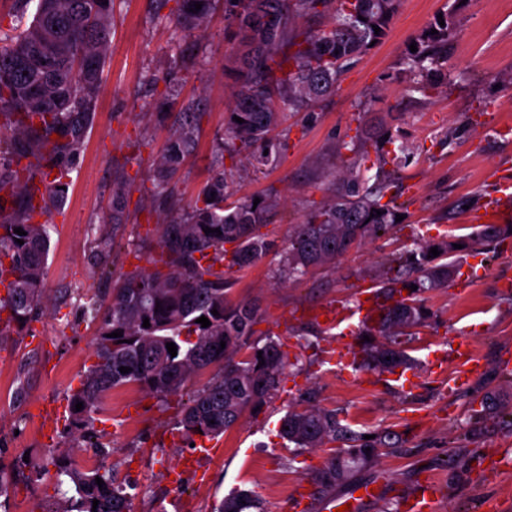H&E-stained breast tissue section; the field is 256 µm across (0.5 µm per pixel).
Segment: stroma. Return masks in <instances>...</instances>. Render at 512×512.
<instances>
[{
  "label": "stroma",
  "mask_w": 512,
  "mask_h": 512,
  "mask_svg": "<svg viewBox=\"0 0 512 512\" xmlns=\"http://www.w3.org/2000/svg\"><path fill=\"white\" fill-rule=\"evenodd\" d=\"M455 12L448 49L454 83L438 97L422 101L408 90L401 58L409 41L441 12ZM176 0H115L112 32L102 73L96 118L67 177L60 211L51 213V244L46 295L48 306L31 322L26 336L0 338V474L10 482L8 512H63L66 502L55 489L51 458L63 456L83 467L90 453L69 434L68 397L96 361L97 325L83 308L91 296L108 299L119 275L137 263L129 252L138 230L154 229L159 218L152 175L174 127L157 121L155 105L177 89V107L201 112L196 151L171 183L169 193L187 206L210 177L224 114L232 105V82L224 56L234 38L223 11L209 19L202 38L177 26ZM389 116L398 140L419 152L402 169L399 183L408 200L402 228L351 251L333 270L282 283L277 275L291 224L324 202L336 169L334 146L355 135L359 103ZM512 126V0H403L388 36L343 76L333 97L313 111L289 116L288 150L277 165L256 175L237 167L229 186L234 196L274 193L285 209L266 232L277 249L253 267L231 269V296L255 302L259 317L253 338L280 336L287 364L276 397L259 415L244 414L217 442L183 441L176 426L177 404L148 403L133 385L113 389L95 423L111 444L103 456L123 484L136 486L134 512H211L230 490H255L267 512H299L295 492L312 490L310 475L329 450H299L279 436L288 405L305 403L335 411L342 424L359 434L393 432L398 448L357 468L337 493L349 495L361 484L380 488L359 512H396L398 496L416 481L438 478L444 492L435 512H512V374L502 373V358H512V238L485 243V275L471 294L459 288L423 295L428 321L402 337L412 358L409 384L361 364L337 367L330 355L343 327L312 320L310 309L352 305L372 292L392 255L413 240L456 239L477 228L475 216L498 178L512 170V139L493 134ZM126 183V224L113 230L105 218L112 209L115 177ZM468 209L457 210L459 200ZM115 241L113 253L98 258L101 244ZM468 338L480 360L469 385L453 386L455 362L447 355L454 340ZM447 359L445 375L431 371L435 358ZM494 410L475 415L481 401ZM55 406L54 436L40 431L46 406ZM491 451L494 462L478 467L477 455ZM198 459L196 473L172 486L169 472L186 455Z\"/></svg>",
  "instance_id": "stroma-1"
}]
</instances>
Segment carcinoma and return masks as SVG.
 Masks as SVG:
<instances>
[{
    "label": "carcinoma",
    "mask_w": 512,
    "mask_h": 512,
    "mask_svg": "<svg viewBox=\"0 0 512 512\" xmlns=\"http://www.w3.org/2000/svg\"><path fill=\"white\" fill-rule=\"evenodd\" d=\"M202 8L191 12L195 2ZM217 0H181L176 22L188 34L203 35ZM401 0H224L226 28L239 42L231 54L228 75L236 84L233 105L224 113V132L216 162L244 157L254 171L278 163L288 143L274 135L285 112L308 111L336 94L344 72L389 33ZM114 0H38L26 27L0 42V337L20 333L44 306L50 251L48 222L36 217L60 206L69 166L80 153L94 124L112 24ZM257 11L271 14L273 28L254 21ZM328 17L317 30H302L299 17ZM444 24L431 22L414 38L417 51H406L403 64L413 91L429 98L448 82V37L454 13ZM380 32H375L374 27ZM437 33H431V30ZM156 164L153 181L158 199L168 200L169 184L195 150L199 112H182ZM243 119L238 123L233 117ZM356 135L336 144L341 167L328 199L292 225L282 248L279 277L296 281L326 268L367 241L399 226L396 215L407 207L389 195L395 170L414 157L416 147L398 144L384 118L362 109ZM124 183L113 185L112 212L106 222L124 224ZM260 199L254 203V199ZM281 208L275 194L230 199L226 173L207 180L194 201L177 216L158 225L151 250L154 270L134 269L112 289L107 307L90 298L87 308L98 321L97 363L83 375L69 397L70 432L79 443L94 440L103 454L109 444L96 440L94 424L104 397L114 388L136 384L165 404L183 396L193 376L209 368L214 376L180 402L176 425L188 442L200 436L215 439L238 424L244 413L262 412L277 393L286 361L279 340H251L256 304L229 299L231 283L224 265L240 269L260 262L274 249L262 228ZM381 215H376V211ZM213 229L207 235L204 228ZM25 234L18 235L14 229ZM219 232H214V229ZM505 229L483 225L465 239L414 243L393 259L379 282L381 318L364 329L381 342H365L361 351L369 369L393 373L411 365L396 337L423 324L428 316L420 295L448 286L456 262L446 260L453 244L474 250L498 238ZM24 244H19L16 239ZM235 244L231 258L224 245ZM440 254L430 256V249ZM417 290H410L411 285ZM407 295H402V292ZM218 315H213L212 310ZM211 322L203 327L196 319ZM150 327H143V319ZM123 331L118 340L111 333ZM225 346H220V342ZM177 346L171 356L166 344ZM264 365H259V361ZM129 367L123 374L119 368ZM83 409L75 411V404ZM280 436L297 448L342 443L341 456H331L313 477V495L336 493L352 466L378 458L380 449L396 448L391 433L365 439L340 423L336 414L315 406L290 408L280 419ZM371 451H366V448ZM58 485H67L66 512H133V497L117 482L113 469L82 470L65 458H54ZM101 478L104 485L96 484ZM98 506H93V500ZM212 512H264L263 502L249 489L225 496Z\"/></svg>",
    "instance_id": "obj_1"
}]
</instances>
